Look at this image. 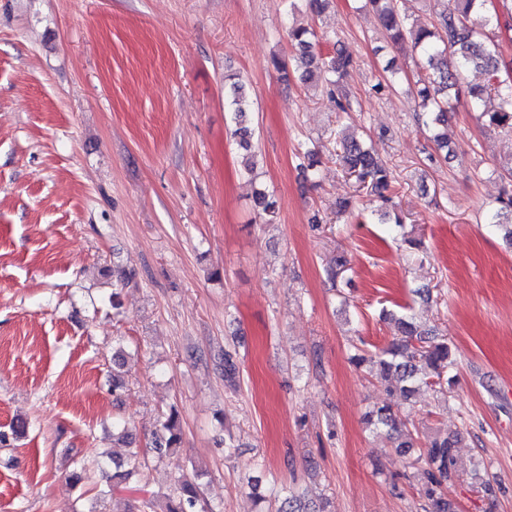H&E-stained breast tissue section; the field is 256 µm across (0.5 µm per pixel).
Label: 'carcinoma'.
<instances>
[{
  "label": "carcinoma",
  "instance_id": "cac0c4a2",
  "mask_svg": "<svg viewBox=\"0 0 512 512\" xmlns=\"http://www.w3.org/2000/svg\"><path fill=\"white\" fill-rule=\"evenodd\" d=\"M375 9L381 27L395 42L411 41L418 51V67L423 72L418 89L417 119L431 133L436 145L448 147L443 128L447 122L451 95L459 93L465 76L478 70L485 76L481 84L468 88L469 107L490 126L512 134V82L500 79L503 61L498 51L496 30L500 18L485 13V0H448V8L441 13L433 28L409 22L408 15L398 6V0H368ZM288 37L294 49L292 60L298 77L307 83L322 79L326 83L330 101L338 112L354 111L355 96L343 83L352 66V59L336 53H323V44L312 27H293ZM492 109H486L487 103ZM251 103L241 82L230 84L227 92L229 120L235 126L236 144L246 156L245 171L254 173L255 155L252 152L253 133L246 125ZM338 157L345 172L353 175L367 191L377 195L382 203L380 220L390 216L396 207L394 197L388 194L392 172L362 139L348 136L342 139ZM255 206L265 223L277 218L279 206L275 196L264 189L255 191ZM488 220L503 230V236L512 245V188H504ZM400 333V337L376 354L373 365L375 376L385 389L403 397L412 396L422 384L436 380L441 384L443 373L454 365L453 345L448 339L418 324L408 311L384 313ZM364 420L374 429L398 433L396 451L408 454L413 444L402 435L404 419L389 406L374 408L365 413ZM182 437L177 411L172 410L159 421L155 450L162 454L181 447ZM458 437L435 436L422 449L414 478L421 485L423 512H456L447 489L460 477L456 448ZM127 468L112 473V480L120 483L129 479L141 466L140 453L132 451ZM177 496H165L163 512H208L198 483V474L183 473L176 480Z\"/></svg>",
  "mask_w": 512,
  "mask_h": 512
}]
</instances>
